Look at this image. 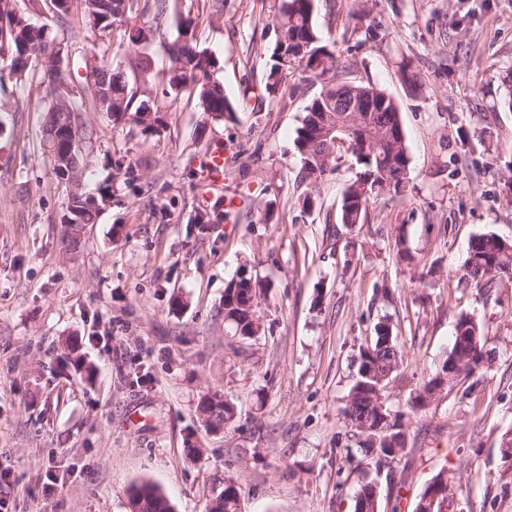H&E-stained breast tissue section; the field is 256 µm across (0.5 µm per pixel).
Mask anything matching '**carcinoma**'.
I'll return each instance as SVG.
<instances>
[{
  "instance_id": "carcinoma-1",
  "label": "carcinoma",
  "mask_w": 512,
  "mask_h": 512,
  "mask_svg": "<svg viewBox=\"0 0 512 512\" xmlns=\"http://www.w3.org/2000/svg\"><path fill=\"white\" fill-rule=\"evenodd\" d=\"M113 10L109 11L96 4V0H64V7L57 9L56 15L65 20L77 17L85 22L91 29L104 33L113 28L116 19L112 18V11L125 14L124 22L128 23L139 17L140 0H112ZM313 0H281L274 16V30L280 31L288 39V49L295 56L297 66L308 70L312 60L316 57L323 59V67L318 76L325 78L324 85L318 96L312 99L307 106V112L301 125L297 128L295 145L301 157L302 167L307 175L323 174L328 163L336 160L339 151L337 145H326L315 136V127L318 121L328 115L332 118H342V113L336 111V75L330 74L333 68L334 55L327 50V44L321 31L313 20ZM53 41L59 35L53 32L43 33V28L29 23L17 34H8L6 40L0 41V52L8 50L11 58L20 59L29 46L39 44L43 38ZM280 42L270 56V63L266 73L264 85L265 95L275 97L286 92H296L297 85H288V79L278 76ZM100 61L101 70L97 84L105 87L112 93V120L120 122L127 116L147 128L151 122L145 116L152 112L151 107L142 102L133 107L136 92L126 80L125 73L118 67L112 66L106 59V53L92 52ZM170 66L165 73L164 80L172 93L179 96L185 92L195 94L203 112L211 115L215 120L232 116L234 108L224 95V86L216 77L215 61L206 52L197 49L189 39H184L179 46L169 47ZM22 86H43L51 96L47 111L45 125H52L56 120V113L63 111L64 107L79 112L81 107L75 98L62 102L56 95L57 87L55 76L42 70L27 69L23 76L16 78ZM368 88L372 91L371 106L373 111L360 113V123L374 128H380L388 135L381 149L372 157L364 158L359 164L361 168L360 180L377 187L372 196L359 199L355 184H350L343 195L341 204L342 223L352 226L361 224L367 214L368 207L382 195L402 196L406 192L408 183L409 157L407 152L405 134L400 132L401 121L398 108L392 105L391 100L379 88L370 84H352V89L362 92ZM93 195L85 192L69 194L67 210L69 217L83 224H94L99 211L89 203ZM512 275V250L507 252L500 245V237L495 234L479 235L474 237L468 246L467 258L464 262L461 279L487 293L498 280ZM261 294V284L250 278L242 277L232 281L224 288V319L242 337H251L258 333L254 323L259 321L257 315L258 298ZM456 326L467 327V332L474 336L472 341V356L462 352L460 357H468L461 362L460 382H466L483 364L487 352L485 347V334L480 324L468 313L460 315ZM375 336L370 344V350L359 353L356 381L347 396L342 415L347 424L358 434V447L365 457L376 460V465H389L396 460L390 448H375L368 439V434L361 431L359 426L373 414L369 403L364 398H358L353 392H372L379 388L384 390L390 384L403 362V349L398 341L397 334L387 322H377L374 325ZM437 374L433 373L423 383L420 392L407 401V411L393 409L388 404L385 413L390 421L383 425L387 435L400 434V429L406 426V413H414L423 409L416 403L420 393L431 390ZM224 500L222 512H239L237 504L240 501L238 486L233 482L224 484L221 491ZM132 496L139 498L138 512H169L171 506L162 491L149 484L134 486Z\"/></svg>"
}]
</instances>
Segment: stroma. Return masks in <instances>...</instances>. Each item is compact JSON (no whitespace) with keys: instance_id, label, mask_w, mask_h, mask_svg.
Wrapping results in <instances>:
<instances>
[{"instance_id":"35a3bbf8","label":"stroma","mask_w":512,"mask_h":512,"mask_svg":"<svg viewBox=\"0 0 512 512\" xmlns=\"http://www.w3.org/2000/svg\"><path fill=\"white\" fill-rule=\"evenodd\" d=\"M148 49L123 26L95 37L77 21L28 12L64 33L68 82L87 85L90 48L126 72L158 131L86 110L87 189L111 188L78 242L65 234L69 187L43 142L45 90L0 77V512H130L148 482L172 512H206L235 481L242 512H351L368 481L379 512H414L439 472L453 512H512V279L489 297L461 286L469 240L512 241V0H314L313 18L344 80L382 89L399 109L409 155L404 196L380 197L363 223L340 220L357 168L340 152L307 176L296 130L322 80L295 71V93L261 98L275 39L274 0H142ZM192 40L216 61L232 119L168 94L167 48ZM149 52L153 80L129 61ZM415 74L409 86L405 73ZM223 147L222 188L204 194L200 163ZM235 199L226 208V199ZM209 213L210 223L196 217ZM415 258L398 262L395 240ZM434 276H427L429 267ZM260 281V330L236 335L224 287ZM475 315L491 360L471 391H444L408 421L391 468L357 449L341 410L359 351L387 318L404 350L387 389L402 406ZM237 417L212 434L204 394ZM195 436L203 453L187 452Z\"/></svg>"}]
</instances>
